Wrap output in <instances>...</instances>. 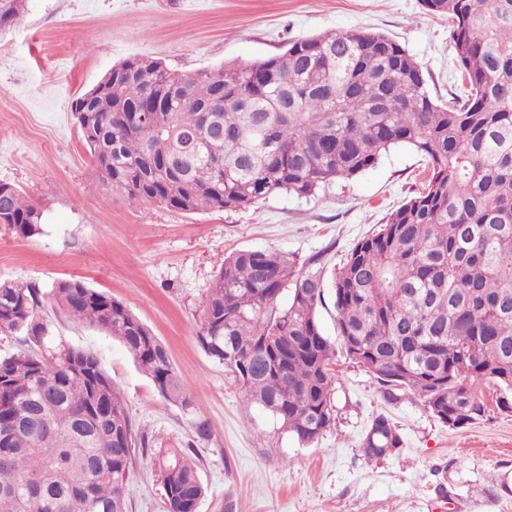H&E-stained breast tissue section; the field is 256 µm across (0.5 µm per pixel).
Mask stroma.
Here are the masks:
<instances>
[{
  "mask_svg": "<svg viewBox=\"0 0 512 512\" xmlns=\"http://www.w3.org/2000/svg\"><path fill=\"white\" fill-rule=\"evenodd\" d=\"M450 28L447 18L425 14L421 0H26L17 22L0 32V182L43 210L39 235L0 225V281L46 292L74 278L106 292L153 331L188 383L189 406L171 404L117 339L50 316L53 344L95 355L135 430L154 440L136 451L128 512H165L162 468L174 448L188 451L206 488L197 512H512V408H491L483 420L452 429L417 394L387 389L340 351L333 420L305 444L249 404L196 340L225 254L315 258L332 275L420 187V155L393 149L311 197L281 193L238 211L185 214L108 191L71 111L76 97L136 55L192 75L349 29L399 42L445 100L460 82ZM381 415L401 444L373 456L365 439Z\"/></svg>",
  "mask_w": 512,
  "mask_h": 512,
  "instance_id": "stroma-1",
  "label": "stroma"
}]
</instances>
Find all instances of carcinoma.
Wrapping results in <instances>:
<instances>
[{
  "label": "carcinoma",
  "instance_id": "1",
  "mask_svg": "<svg viewBox=\"0 0 512 512\" xmlns=\"http://www.w3.org/2000/svg\"><path fill=\"white\" fill-rule=\"evenodd\" d=\"M446 16L460 93L440 102L419 64L390 37L346 30L293 40L273 57L193 76L134 57L72 103L104 185L134 204L183 213L237 211L279 192L309 197L349 180L396 146L427 161L421 189L357 242L332 277L346 355L385 386L407 388L450 428L512 397V0H421ZM25 0H0V25ZM0 224L41 233L42 210L0 183ZM288 308L276 306L284 289ZM322 268L286 254L224 258L196 330L247 401L299 442L331 425L336 357L318 319ZM73 320L119 340L160 395L189 404L164 345L123 303L78 279L49 293L0 283V512H126L137 434L91 353L52 347L45 296ZM399 436L378 416L370 455ZM167 512H197L206 490L184 451L164 461Z\"/></svg>",
  "mask_w": 512,
  "mask_h": 512
}]
</instances>
